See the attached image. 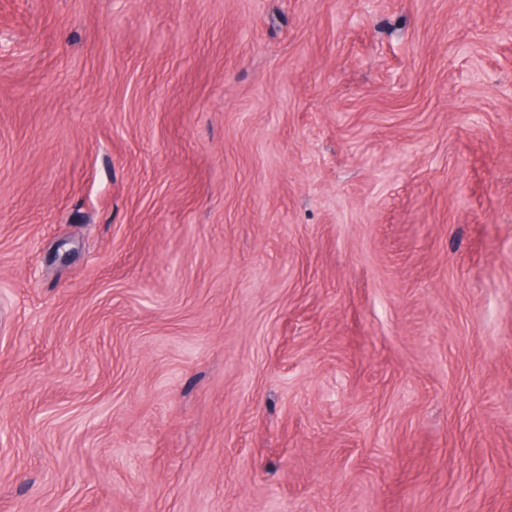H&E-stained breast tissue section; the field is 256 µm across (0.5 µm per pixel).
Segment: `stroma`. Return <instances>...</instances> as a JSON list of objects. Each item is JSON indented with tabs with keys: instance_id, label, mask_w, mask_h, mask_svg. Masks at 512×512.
I'll return each mask as SVG.
<instances>
[{
	"instance_id": "stroma-1",
	"label": "stroma",
	"mask_w": 512,
	"mask_h": 512,
	"mask_svg": "<svg viewBox=\"0 0 512 512\" xmlns=\"http://www.w3.org/2000/svg\"><path fill=\"white\" fill-rule=\"evenodd\" d=\"M0 512H512V0H0Z\"/></svg>"
}]
</instances>
